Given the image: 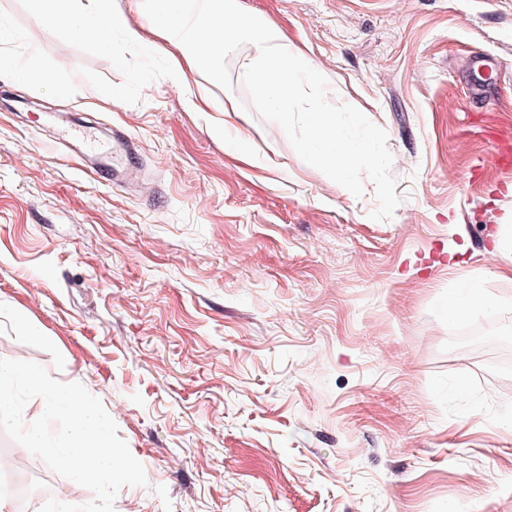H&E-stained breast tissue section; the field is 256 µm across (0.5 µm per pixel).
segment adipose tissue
Listing matches in <instances>:
<instances>
[{
	"label": "adipose tissue",
	"mask_w": 512,
	"mask_h": 512,
	"mask_svg": "<svg viewBox=\"0 0 512 512\" xmlns=\"http://www.w3.org/2000/svg\"><path fill=\"white\" fill-rule=\"evenodd\" d=\"M37 27L50 25L66 36L112 48L113 35L134 49L157 52L160 43L174 49L168 59L169 83L199 112L224 115V149L238 160L253 150L250 122L233 97L215 100L211 91L224 84V60L240 54L242 76L256 99L272 113V124L287 133L291 116L301 122V146L312 161L348 194L359 190L361 169L385 165L379 130L369 128L359 138L348 136L339 119L329 87L311 60L292 46L276 23L243 12L239 0H26ZM143 20L135 26L129 13ZM22 43V58L0 51V72L18 85H36L65 98L68 82L58 80L55 67L38 48L34 30L17 33L0 22V48ZM246 53H239V46Z\"/></svg>",
	"instance_id": "obj_1"
}]
</instances>
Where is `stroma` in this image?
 Wrapping results in <instances>:
<instances>
[{
	"label": "stroma",
	"instance_id": "stroma-1",
	"mask_svg": "<svg viewBox=\"0 0 512 512\" xmlns=\"http://www.w3.org/2000/svg\"><path fill=\"white\" fill-rule=\"evenodd\" d=\"M383 136L351 196L298 134L243 162L144 58L35 29L67 98L0 79V359L98 397L147 483L113 512H512V0H240ZM485 57L500 76L469 92ZM114 89L105 104L100 93ZM225 93L270 117L225 63ZM138 186L98 181L112 130ZM274 168H267V160ZM495 306L448 320L456 279ZM26 318L32 334L17 331Z\"/></svg>",
	"mask_w": 512,
	"mask_h": 512
}]
</instances>
